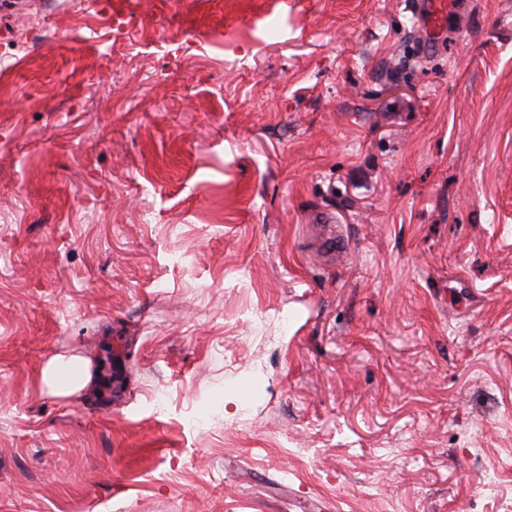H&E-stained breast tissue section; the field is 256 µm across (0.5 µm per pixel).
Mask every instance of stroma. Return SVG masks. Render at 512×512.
<instances>
[{"label": "stroma", "instance_id": "stroma-1", "mask_svg": "<svg viewBox=\"0 0 512 512\" xmlns=\"http://www.w3.org/2000/svg\"><path fill=\"white\" fill-rule=\"evenodd\" d=\"M409 2L0 0V512H512V0ZM453 0H416L411 2L417 27L425 32L424 45L438 46L448 15L455 12ZM92 377L89 361L80 356L51 357L41 371L43 384L60 396H70L82 390Z\"/></svg>", "mask_w": 512, "mask_h": 512}]
</instances>
